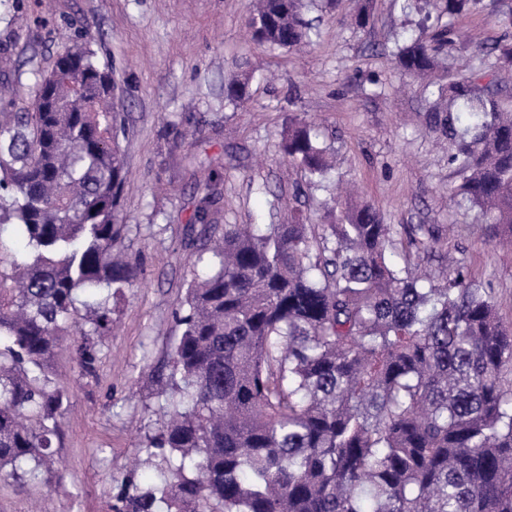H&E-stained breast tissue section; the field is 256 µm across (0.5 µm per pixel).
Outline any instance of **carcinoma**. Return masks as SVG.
Returning <instances> with one entry per match:
<instances>
[{
    "label": "carcinoma",
    "mask_w": 512,
    "mask_h": 512,
    "mask_svg": "<svg viewBox=\"0 0 512 512\" xmlns=\"http://www.w3.org/2000/svg\"><path fill=\"white\" fill-rule=\"evenodd\" d=\"M448 23L402 40L398 67L423 79L459 42L479 66L433 98L426 128L448 142L455 205L478 210L495 246L512 249V0H496L503 37L472 40L454 20L484 0H442ZM248 26L279 49L312 42L299 0H258ZM32 111L0 107V224L27 240L25 259L0 269V474L64 472L56 458L68 401L52 359L77 323L81 375L96 374L112 301L143 271L119 246L127 180L109 68L88 42L53 70L27 60ZM322 127L290 119L280 148L309 180L332 169ZM190 229L211 246L175 311L173 395L145 448L168 459L152 486L122 482L112 512H512V327L486 291L445 252L439 283L404 255L396 229L370 205L333 201L313 234L286 224H216L224 166L210 163ZM418 251L441 228L411 229Z\"/></svg>",
    "instance_id": "carcinoma-1"
}]
</instances>
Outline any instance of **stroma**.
<instances>
[{
    "label": "stroma",
    "mask_w": 512,
    "mask_h": 512,
    "mask_svg": "<svg viewBox=\"0 0 512 512\" xmlns=\"http://www.w3.org/2000/svg\"><path fill=\"white\" fill-rule=\"evenodd\" d=\"M250 0H0V99L30 109L17 75L30 57L51 70L58 56L87 40L117 80L128 183L118 219L125 252L143 279L115 302L117 326L105 337L96 374L80 375L71 339L53 359L68 402L61 416L62 482L0 477V512H112L120 481L155 483L167 462L152 458L132 473L123 467L160 427L170 394L168 361L178 331L174 312L194 276L191 256L203 235L185 245L196 204L194 164H224L222 224H284L303 205L307 223L323 221L322 203L341 182L354 183L397 241L407 227L456 225L447 248L468 277L487 288L512 326V260L495 249L476 210L448 203L455 176L448 147L425 130L427 103L419 84L393 56L405 33L446 23L438 0L429 19L403 14L397 0H368L371 24L350 25L357 0H303L315 20L314 43L283 50L254 40ZM249 80L248 100L226 98L229 75ZM322 122L333 161L327 182L293 188L303 178L282 155L293 115Z\"/></svg>",
    "instance_id": "1"
}]
</instances>
